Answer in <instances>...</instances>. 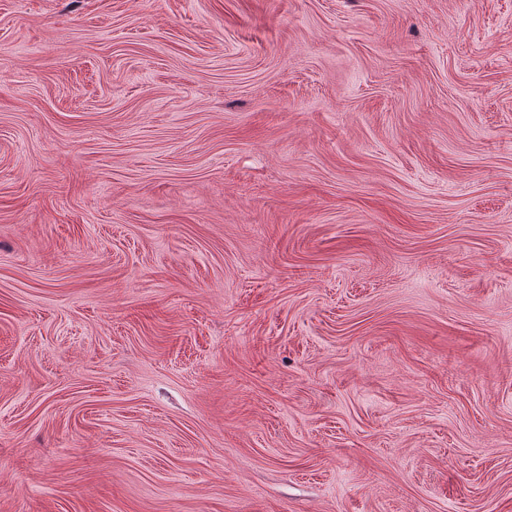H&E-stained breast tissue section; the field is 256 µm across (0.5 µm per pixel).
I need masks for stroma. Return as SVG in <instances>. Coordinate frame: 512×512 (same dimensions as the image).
<instances>
[{"label":"stroma","instance_id":"stroma-1","mask_svg":"<svg viewBox=\"0 0 512 512\" xmlns=\"http://www.w3.org/2000/svg\"><path fill=\"white\" fill-rule=\"evenodd\" d=\"M0 512H512V0H0Z\"/></svg>","mask_w":512,"mask_h":512}]
</instances>
